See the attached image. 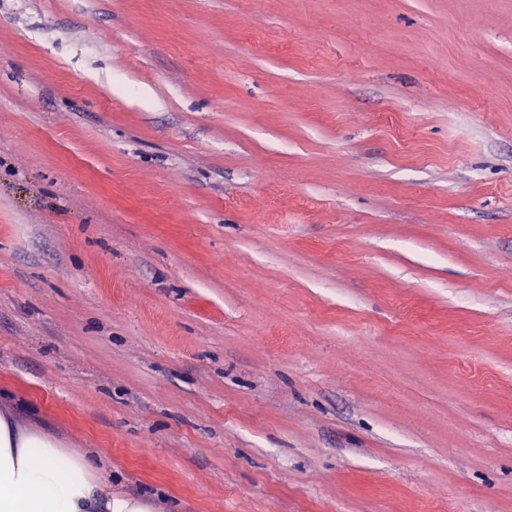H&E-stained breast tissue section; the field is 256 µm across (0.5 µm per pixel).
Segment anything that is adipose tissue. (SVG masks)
<instances>
[{"label":"adipose tissue","instance_id":"adipose-tissue-1","mask_svg":"<svg viewBox=\"0 0 512 512\" xmlns=\"http://www.w3.org/2000/svg\"><path fill=\"white\" fill-rule=\"evenodd\" d=\"M0 512H153L113 494L88 455L0 407Z\"/></svg>","mask_w":512,"mask_h":512}]
</instances>
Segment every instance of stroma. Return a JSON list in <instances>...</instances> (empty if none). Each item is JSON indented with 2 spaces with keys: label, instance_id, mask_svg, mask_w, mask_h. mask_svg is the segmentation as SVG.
I'll list each match as a JSON object with an SVG mask.
<instances>
[{
  "label": "stroma",
  "instance_id": "obj_1",
  "mask_svg": "<svg viewBox=\"0 0 512 512\" xmlns=\"http://www.w3.org/2000/svg\"><path fill=\"white\" fill-rule=\"evenodd\" d=\"M155 512H512V0H0V405Z\"/></svg>",
  "mask_w": 512,
  "mask_h": 512
}]
</instances>
